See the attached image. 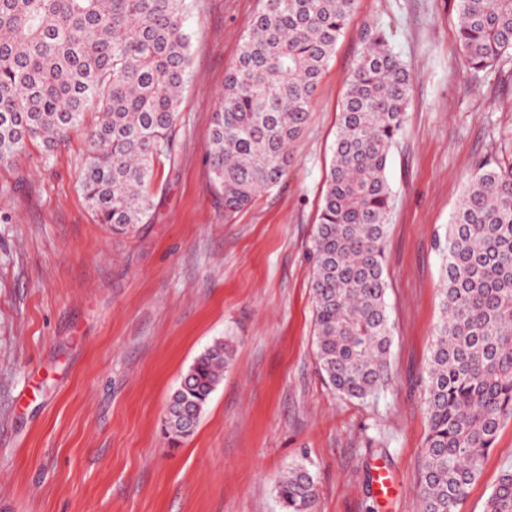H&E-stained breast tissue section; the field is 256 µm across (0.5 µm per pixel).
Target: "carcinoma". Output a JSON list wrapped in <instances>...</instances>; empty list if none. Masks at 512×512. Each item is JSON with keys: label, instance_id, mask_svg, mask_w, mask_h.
Wrapping results in <instances>:
<instances>
[{"label": "carcinoma", "instance_id": "cac0c4a2", "mask_svg": "<svg viewBox=\"0 0 512 512\" xmlns=\"http://www.w3.org/2000/svg\"><path fill=\"white\" fill-rule=\"evenodd\" d=\"M354 0H264L217 96L206 149L224 216L279 186L317 84ZM186 0H0V160L36 142L47 151L81 133L78 181L99 223L127 233L154 207L155 167L175 150L191 64ZM468 67L512 56V0H458ZM408 70L379 28L368 37L342 101L334 159L312 240L314 336L339 394L383 387L393 326L384 246L393 209L388 158L409 103ZM441 320L424 377L429 430L415 489L421 512H461L469 486L512 419V153L478 166L444 238ZM202 353L170 397L165 432L191 435L228 363ZM304 465L278 483L283 512H314ZM485 512H512V467Z\"/></svg>", "mask_w": 512, "mask_h": 512}]
</instances>
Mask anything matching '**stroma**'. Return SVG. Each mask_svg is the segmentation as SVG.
Returning a JSON list of instances; mask_svg holds the SVG:
<instances>
[{"label":"stroma","mask_w":512,"mask_h":512,"mask_svg":"<svg viewBox=\"0 0 512 512\" xmlns=\"http://www.w3.org/2000/svg\"><path fill=\"white\" fill-rule=\"evenodd\" d=\"M187 5L176 148L156 167L144 224L98 222L76 181L81 135L52 157L34 143L0 162V512H281L278 481L298 463L315 476L317 512H418L421 377L441 318L433 239L478 164L508 147L512 59L467 67L458 0H355L286 178L228 218L206 146L262 0ZM374 27L390 33L411 88L386 169L390 368L378 395L358 400L319 368L310 247L340 105ZM218 341L232 360L193 434L171 442L168 399ZM378 466L392 487L382 498ZM508 466L512 420L461 512H485Z\"/></svg>","instance_id":"35a3bbf8"}]
</instances>
